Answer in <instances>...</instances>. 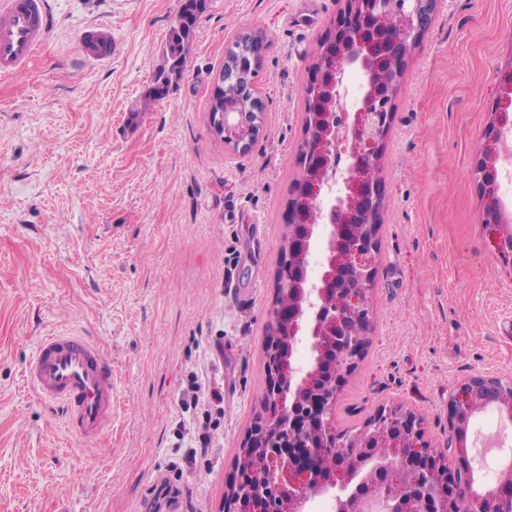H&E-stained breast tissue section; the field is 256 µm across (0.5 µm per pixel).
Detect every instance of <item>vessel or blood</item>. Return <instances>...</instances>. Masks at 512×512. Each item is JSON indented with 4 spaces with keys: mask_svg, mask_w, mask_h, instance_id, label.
Masks as SVG:
<instances>
[{
    "mask_svg": "<svg viewBox=\"0 0 512 512\" xmlns=\"http://www.w3.org/2000/svg\"><path fill=\"white\" fill-rule=\"evenodd\" d=\"M52 28L45 0H0V75L25 69ZM80 53L91 63L112 57V32L100 26L83 32ZM43 402L61 407L72 434L97 442L112 424V362L80 336L51 333L41 338L27 368Z\"/></svg>",
    "mask_w": 512,
    "mask_h": 512,
    "instance_id": "vessel-or-blood-1",
    "label": "vessel or blood"
}]
</instances>
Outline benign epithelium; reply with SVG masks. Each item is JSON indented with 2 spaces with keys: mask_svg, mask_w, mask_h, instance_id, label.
<instances>
[{
  "mask_svg": "<svg viewBox=\"0 0 512 512\" xmlns=\"http://www.w3.org/2000/svg\"><path fill=\"white\" fill-rule=\"evenodd\" d=\"M343 14L324 37L305 87L308 112L303 167L288 205V255L281 264L265 348L270 401L242 442L227 494V512H312L317 499L333 512H461L457 474L474 482L468 450L455 466L425 445L423 419L382 407L352 443L334 425L336 393L361 359L370 330L366 293L374 275L381 223L379 156L407 57L442 0H344ZM262 41H237L230 66L216 75L213 94L238 86V101L213 116L230 151L247 148L263 123L252 77ZM360 74L350 87L348 73ZM512 74L501 79L498 110L490 113L487 148L474 168L482 223L501 259L512 263V225L503 219L498 168L512 151ZM512 420V382L474 376L449 401V425L464 438L487 411ZM260 460L256 471L249 462ZM478 512H512V457L484 494L467 488Z\"/></svg>",
  "mask_w": 512,
  "mask_h": 512,
  "instance_id": "7a95c632",
  "label": "benign epithelium"
}]
</instances>
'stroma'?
I'll return each mask as SVG.
<instances>
[{"mask_svg": "<svg viewBox=\"0 0 512 512\" xmlns=\"http://www.w3.org/2000/svg\"><path fill=\"white\" fill-rule=\"evenodd\" d=\"M48 2V42L26 71L0 76V512H226L267 381L304 87L342 0H207L184 79L147 112L182 0ZM99 23L114 47L94 64L78 37ZM241 33L266 43L265 126L243 156L208 114ZM511 57L512 0H444L407 59L379 161L370 331L336 395L337 432L397 406L443 452L461 384L512 381V268L473 179ZM54 331L112 361L98 443L71 434L27 382ZM194 384L195 406L183 401Z\"/></svg>", "mask_w": 512, "mask_h": 512, "instance_id": "obj_1", "label": "stroma"}]
</instances>
